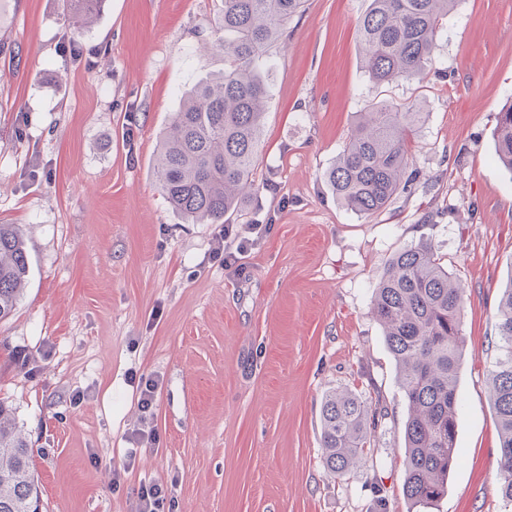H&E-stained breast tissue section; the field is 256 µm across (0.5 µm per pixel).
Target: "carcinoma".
<instances>
[{
    "mask_svg": "<svg viewBox=\"0 0 512 512\" xmlns=\"http://www.w3.org/2000/svg\"><path fill=\"white\" fill-rule=\"evenodd\" d=\"M84 24L105 0H68ZM304 0H224V36L210 48L224 53V72L183 96L159 144V188L172 209L196 224H223L259 191L255 163L262 144L268 88L254 62L277 43ZM460 0H369L359 22L363 68L375 83L422 78L438 37ZM423 113L416 106L380 104L360 113L355 131L326 179L349 210L371 216L418 181L407 138ZM498 160L512 171V105L497 115ZM29 273L25 241L14 224H0V321L16 310ZM464 289L421 241L387 263L372 298L399 369L408 407L403 493L415 506L448 492L458 463V371L464 337ZM499 357L490 372V398L499 426V483L512 512V277L497 307ZM385 409L349 390L328 392L321 406L323 465L344 476L357 463ZM41 490L32 450L12 409L0 402V512H40Z\"/></svg>",
    "mask_w": 512,
    "mask_h": 512,
    "instance_id": "cac0c4a2",
    "label": "carcinoma"
}]
</instances>
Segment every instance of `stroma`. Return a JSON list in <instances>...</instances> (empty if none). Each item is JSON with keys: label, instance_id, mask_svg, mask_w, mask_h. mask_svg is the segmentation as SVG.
<instances>
[{"label": "stroma", "instance_id": "1", "mask_svg": "<svg viewBox=\"0 0 512 512\" xmlns=\"http://www.w3.org/2000/svg\"><path fill=\"white\" fill-rule=\"evenodd\" d=\"M368 0H305L258 68L269 97L262 189L230 222L268 225L238 263L221 227L174 212L154 175L181 95L224 69L201 52L223 0H107L75 32L67 0L0 10V224L29 275L0 322V400L33 451L44 512H135L140 484L173 512H502L489 398L500 290L512 275V171L495 154L512 104V0H461L420 80L375 84L359 54ZM417 104L420 175L369 217L324 174L372 104ZM431 241L466 288L458 465L448 494H403L407 407L371 314L389 259ZM157 383L142 412L140 379ZM389 415L351 472L322 463L326 392ZM147 439H138V432ZM130 462L114 478L113 469Z\"/></svg>", "mask_w": 512, "mask_h": 512}]
</instances>
